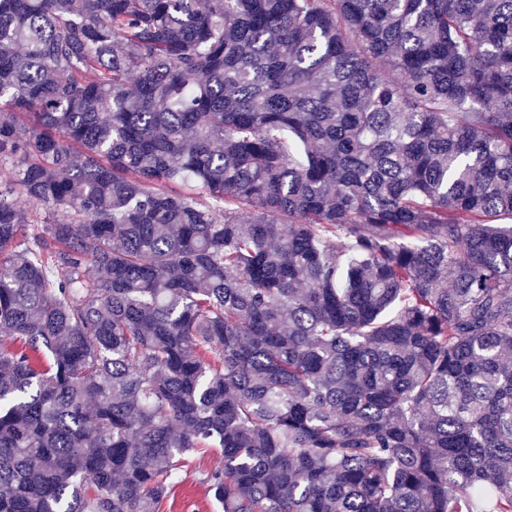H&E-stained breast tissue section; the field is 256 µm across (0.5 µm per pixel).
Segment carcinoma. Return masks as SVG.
<instances>
[{
  "instance_id": "1",
  "label": "carcinoma",
  "mask_w": 512,
  "mask_h": 512,
  "mask_svg": "<svg viewBox=\"0 0 512 512\" xmlns=\"http://www.w3.org/2000/svg\"><path fill=\"white\" fill-rule=\"evenodd\" d=\"M510 350L512 0H0V512H512ZM223 465L224 457L217 450L191 456L179 477L173 481V486L157 512H221L208 496L201 479L206 472Z\"/></svg>"
}]
</instances>
